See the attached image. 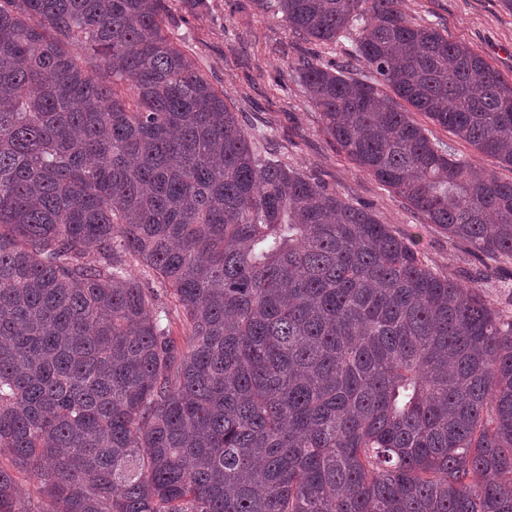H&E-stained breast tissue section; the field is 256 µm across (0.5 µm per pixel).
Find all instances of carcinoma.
<instances>
[{
  "instance_id": "cac0c4a2",
  "label": "carcinoma",
  "mask_w": 512,
  "mask_h": 512,
  "mask_svg": "<svg viewBox=\"0 0 512 512\" xmlns=\"http://www.w3.org/2000/svg\"><path fill=\"white\" fill-rule=\"evenodd\" d=\"M254 2L352 38L297 67L336 149L512 261V181L398 105L512 167V80L403 0ZM0 458V512H512V313L262 155L162 0H0ZM406 106L411 110L413 119L430 131V136L432 135V137L435 139L449 144L451 147H453L458 155L465 156L475 167L488 173L494 174L502 180L510 181L512 179L511 168L500 166L496 160L490 157L476 154L473 148L467 143L453 136L439 125H435L427 117L419 112H416L408 105Z\"/></svg>"
}]
</instances>
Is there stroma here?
I'll list each match as a JSON object with an SVG mask.
<instances>
[{"label": "stroma", "mask_w": 512, "mask_h": 512, "mask_svg": "<svg viewBox=\"0 0 512 512\" xmlns=\"http://www.w3.org/2000/svg\"><path fill=\"white\" fill-rule=\"evenodd\" d=\"M164 6L169 37L223 90L245 129L266 137L276 159L350 203L369 207L397 235L414 241L421 259L437 272L479 286L497 307H512V262L491 260L423 223L401 198L338 153L324 134L295 68L304 59L344 62L350 40L326 46L298 38L279 16L256 10L252 0H164ZM403 9L410 22L440 28L512 78V11L502 0H403ZM413 118L475 167L512 179L511 168L476 154L421 113Z\"/></svg>", "instance_id": "35a3bbf8"}]
</instances>
